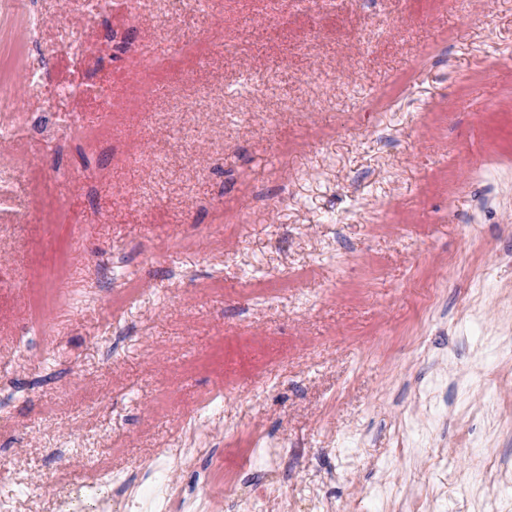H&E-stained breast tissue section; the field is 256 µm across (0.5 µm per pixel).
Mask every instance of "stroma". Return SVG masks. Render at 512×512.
I'll return each mask as SVG.
<instances>
[{"label":"stroma","mask_w":512,"mask_h":512,"mask_svg":"<svg viewBox=\"0 0 512 512\" xmlns=\"http://www.w3.org/2000/svg\"><path fill=\"white\" fill-rule=\"evenodd\" d=\"M26 4L0 0L8 512L256 434L286 467L170 486L221 512H512V0ZM87 69L110 101L60 93Z\"/></svg>","instance_id":"obj_1"}]
</instances>
